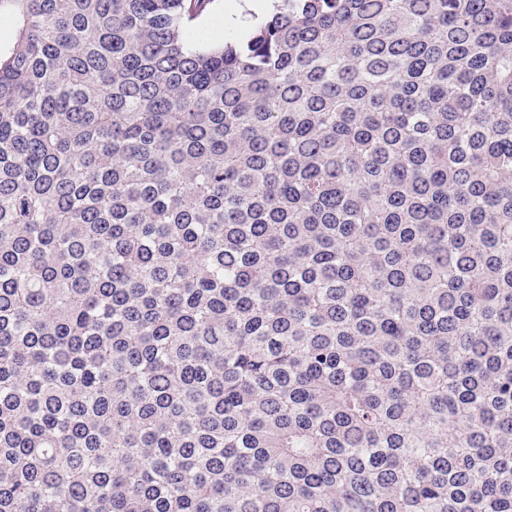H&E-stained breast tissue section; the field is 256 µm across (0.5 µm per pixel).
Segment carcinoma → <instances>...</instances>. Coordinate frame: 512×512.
Wrapping results in <instances>:
<instances>
[{
    "label": "carcinoma",
    "instance_id": "1",
    "mask_svg": "<svg viewBox=\"0 0 512 512\" xmlns=\"http://www.w3.org/2000/svg\"><path fill=\"white\" fill-rule=\"evenodd\" d=\"M0 0V512H512V0Z\"/></svg>",
    "mask_w": 512,
    "mask_h": 512
}]
</instances>
